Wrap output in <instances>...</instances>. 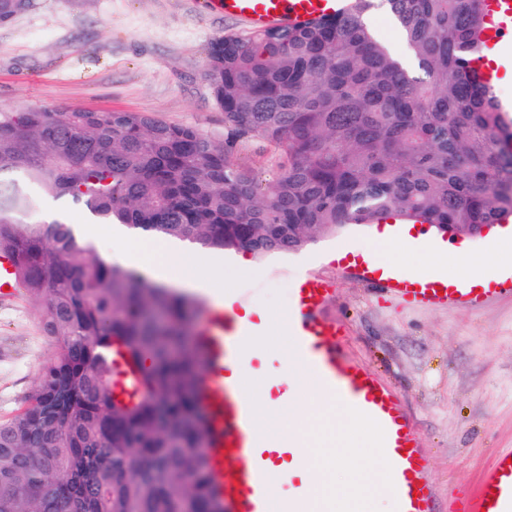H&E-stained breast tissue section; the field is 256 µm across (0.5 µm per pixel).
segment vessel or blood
Wrapping results in <instances>:
<instances>
[{"label": "vessel or blood", "mask_w": 512, "mask_h": 512, "mask_svg": "<svg viewBox=\"0 0 512 512\" xmlns=\"http://www.w3.org/2000/svg\"><path fill=\"white\" fill-rule=\"evenodd\" d=\"M211 8L255 30L286 28L335 17L346 0H209ZM487 41H512V0H486ZM343 264L364 274L415 306L457 305L478 308L512 293V273L496 279L421 282L414 277H382L375 256L349 254ZM335 291L332 280L307 277L293 290L288 325V363L306 367L324 395L361 416L376 429L385 478L365 491L349 494L342 512H365L366 500L389 494L394 512H438L437 490L430 476L427 453L416 435V424L395 392L365 365L344 355L346 327L323 319L325 300ZM261 326L258 318H243L237 302L213 304L199 332L211 369L202 389L211 428V458L219 486L234 512H300L310 498L308 482L293 479L287 496L273 495L279 474L312 468L304 448L281 438L262 435L272 414L261 413L241 384L255 371ZM454 512H512V448H500L479 476L475 489L461 490Z\"/></svg>", "instance_id": "1"}]
</instances>
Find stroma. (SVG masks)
I'll return each mask as SVG.
<instances>
[{
	"mask_svg": "<svg viewBox=\"0 0 512 512\" xmlns=\"http://www.w3.org/2000/svg\"><path fill=\"white\" fill-rule=\"evenodd\" d=\"M208 0H35L0 24V111L120 109L224 136L203 79L215 39L246 30ZM373 225H349L301 251L252 261L233 287L266 311L270 333L297 280H333L323 315L347 325V354L389 383L417 425L439 493L474 487L495 451L512 448V295L479 308L414 306L343 268L335 254L369 248ZM52 356L38 305L0 297V419L14 415Z\"/></svg>",
	"mask_w": 512,
	"mask_h": 512,
	"instance_id": "stroma-1",
	"label": "stroma"
}]
</instances>
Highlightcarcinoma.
Instances as JSON below:
<instances>
[{
  "label": "carcinoma",
  "instance_id": "obj_1",
  "mask_svg": "<svg viewBox=\"0 0 512 512\" xmlns=\"http://www.w3.org/2000/svg\"><path fill=\"white\" fill-rule=\"evenodd\" d=\"M305 26L228 33L204 77L224 140L139 112H0V256L53 355L0 421V512H224L188 328L199 304L113 264L45 195L133 234L257 260L398 216L454 236L512 216V126L477 77L482 0H349ZM389 6L394 51L365 21ZM34 0H0V23ZM260 142L271 176L240 153ZM51 218L61 219L70 224H88L90 222L85 214L75 210H63L50 198H46L42 212L37 214L34 219L27 218V221L33 224H39L49 221Z\"/></svg>",
  "mask_w": 512,
  "mask_h": 512
}]
</instances>
